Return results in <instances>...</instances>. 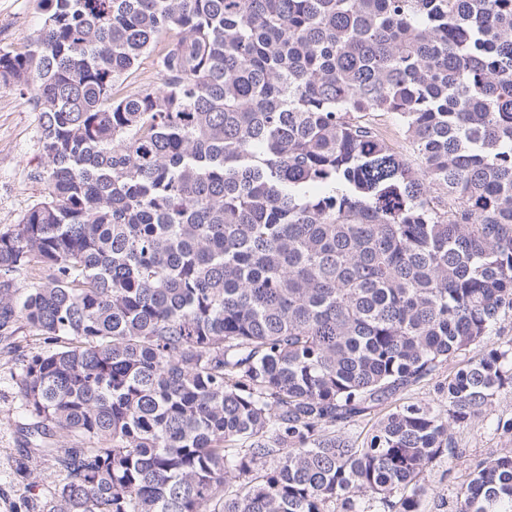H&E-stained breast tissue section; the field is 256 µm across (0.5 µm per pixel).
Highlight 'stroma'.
Segmentation results:
<instances>
[{
  "label": "stroma",
  "mask_w": 512,
  "mask_h": 512,
  "mask_svg": "<svg viewBox=\"0 0 512 512\" xmlns=\"http://www.w3.org/2000/svg\"><path fill=\"white\" fill-rule=\"evenodd\" d=\"M42 16L37 0H0V47L22 51L37 36ZM38 114L17 91L0 88V228L21 221L38 198ZM13 353L0 352V512H27L26 484L15 474V460L24 447L28 417L21 407L15 379L16 355H28L38 346L31 337L16 334ZM512 417V388L498 392L487 413L455 430L463 454L454 465L438 463L428 475L432 490L422 512H453L459 483L474 464L493 454L512 450V435L496 429L498 418Z\"/></svg>",
  "instance_id": "1"
}]
</instances>
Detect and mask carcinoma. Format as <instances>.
<instances>
[{
    "mask_svg": "<svg viewBox=\"0 0 512 512\" xmlns=\"http://www.w3.org/2000/svg\"><path fill=\"white\" fill-rule=\"evenodd\" d=\"M39 6L0 49L39 112L41 195L0 229V335L44 344L29 508L421 512L512 386V0ZM450 361L444 402L336 431ZM455 512H512V452Z\"/></svg>",
    "mask_w": 512,
    "mask_h": 512,
    "instance_id": "obj_1",
    "label": "carcinoma"
}]
</instances>
